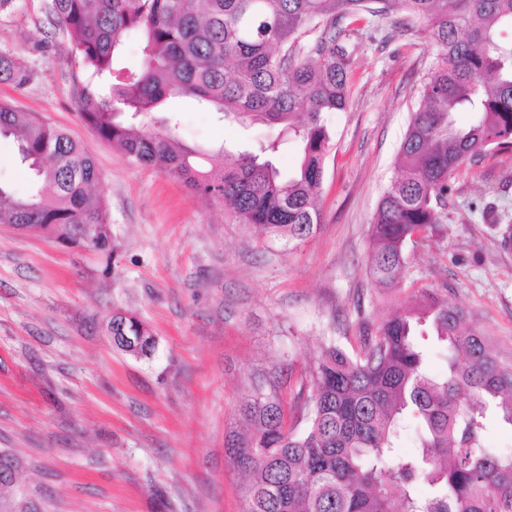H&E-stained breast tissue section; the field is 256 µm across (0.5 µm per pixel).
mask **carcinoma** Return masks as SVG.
I'll list each match as a JSON object with an SVG mask.
<instances>
[{"label": "carcinoma", "instance_id": "obj_1", "mask_svg": "<svg viewBox=\"0 0 512 512\" xmlns=\"http://www.w3.org/2000/svg\"><path fill=\"white\" fill-rule=\"evenodd\" d=\"M48 38L77 68L80 118L132 161L159 168L206 201L230 206L259 238L301 243L319 222L326 115L343 110L357 51L387 19L436 50L400 146L398 176L370 226L369 274L400 286L407 246L435 235L448 215V178L484 151L512 148V0H41ZM141 63L118 66L126 36ZM38 71L0 50V83L22 93ZM190 98L241 122L279 126L256 152L210 153L176 139L167 102ZM467 112V125L456 115ZM13 138L33 188L0 185V224L53 234L112 253L111 218L93 194L100 172L69 133L0 102V138ZM297 166L274 163L290 147ZM360 349L330 342L313 358L300 394L301 429L288 422L280 381L240 406L246 432L232 439L248 476L244 512H512V453L482 446L488 415L512 426V363L464 326L441 288L378 324L363 320ZM113 347L147 358L155 337L140 319L112 314ZM434 332L447 371L428 372L418 337ZM421 430L420 451L398 461L402 424ZM23 460L0 454V512L22 499Z\"/></svg>", "mask_w": 512, "mask_h": 512}]
</instances>
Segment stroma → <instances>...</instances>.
Returning a JSON list of instances; mask_svg holds the SVG:
<instances>
[{"label":"stroma","instance_id":"obj_1","mask_svg":"<svg viewBox=\"0 0 512 512\" xmlns=\"http://www.w3.org/2000/svg\"><path fill=\"white\" fill-rule=\"evenodd\" d=\"M41 0L0 14V49L31 63L25 92L0 102L66 129L94 158L112 216V253L0 224V449L16 450L24 488L44 512H243L244 475L227 447L253 374L278 367L288 414L321 344L360 345L361 316L379 321L415 289H446L466 324L512 357V149L464 162L449 177L441 236L410 251L406 281L375 299L369 225L435 52L402 29L364 41L348 103L327 114L320 222L300 244L255 239L229 209L164 171L128 159L78 115L72 68L45 44ZM177 137L206 150L252 148L276 127L242 124L190 100L172 104ZM156 338L152 356L117 351L113 313Z\"/></svg>","mask_w":512,"mask_h":512}]
</instances>
